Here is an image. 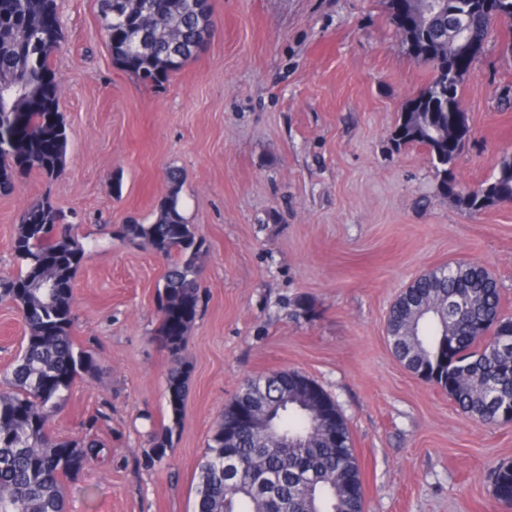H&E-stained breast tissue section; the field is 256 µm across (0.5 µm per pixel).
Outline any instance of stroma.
Here are the masks:
<instances>
[{"instance_id":"35a3bbf8","label":"stroma","mask_w":512,"mask_h":512,"mask_svg":"<svg viewBox=\"0 0 512 512\" xmlns=\"http://www.w3.org/2000/svg\"><path fill=\"white\" fill-rule=\"evenodd\" d=\"M217 31L164 87L117 66L97 0H56L68 144L62 175L0 195V276L30 200L77 224L87 256L74 278L77 345L98 374L78 382L52 433L103 445L67 482L69 512H194L197 464L243 382L296 371L345 418L364 512H506L491 474L512 461V425L475 421L408 371L386 336L391 303L449 262L486 264L512 315V203L472 215L438 195L427 149L393 150L404 101L427 69L407 53L386 0H210ZM512 33L492 35L462 84L471 139L454 173L490 178L512 153ZM184 173V213L208 246L179 432L150 464L169 420L168 352L157 337L166 263L116 234L152 221L164 173ZM26 328L0 303V375Z\"/></svg>"}]
</instances>
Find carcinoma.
<instances>
[{"mask_svg":"<svg viewBox=\"0 0 512 512\" xmlns=\"http://www.w3.org/2000/svg\"><path fill=\"white\" fill-rule=\"evenodd\" d=\"M126 25L106 27L112 58L148 87L161 88L208 42L215 22H200L184 0H123ZM429 0H407L418 16L400 33L410 53L432 78L406 100L391 132L395 149L424 146L437 180V192L456 207L478 214L512 203V155L496 159L494 175L464 187L453 169L471 137L460 88L476 61L445 90L453 40L448 22L461 13V37L485 48L500 22H512V0H503L496 19L470 0H443L439 12ZM49 25L55 35L37 46L31 31ZM63 25L55 0H0V192L36 171L53 178L63 171L67 129L59 110V79L51 58L63 47ZM184 175L166 172V192L149 223L135 220L119 233L146 245L167 264L159 292L158 337L170 358L167 403L170 422L152 436L149 461H161L171 447L184 406L191 368L183 356L186 334L200 308L205 239L183 214ZM17 271L0 278V301L16 306L27 336L0 390V512H66L64 480L78 476L102 444L63 440L49 431L54 413L79 378H93V356L75 346L71 332L73 279L87 250L66 215L49 200L31 202L12 241ZM387 337L408 370L427 373L424 381L448 394L462 413L491 423L512 405V316L502 312L501 290L488 268L478 263L445 264L418 275L392 304ZM303 378L286 371L267 388L243 385L211 436L199 464L195 512H364L360 462L348 426L336 413L339 440L325 437L316 416L295 406L279 408L285 387ZM493 493L512 508V462L493 469Z\"/></svg>","mask_w":512,"mask_h":512,"instance_id":"cac0c4a2","label":"carcinoma"}]
</instances>
